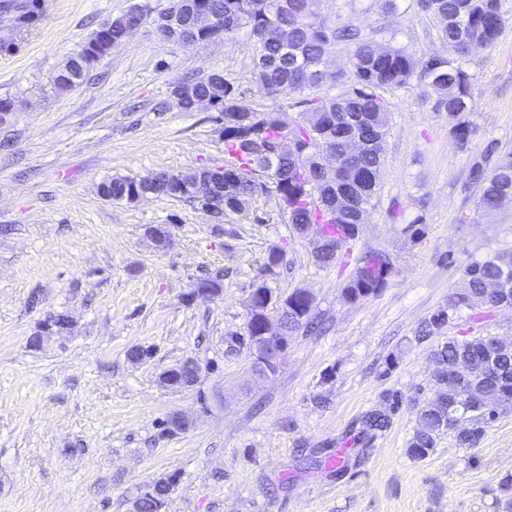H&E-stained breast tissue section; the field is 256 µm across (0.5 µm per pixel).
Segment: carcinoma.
<instances>
[{"label": "carcinoma", "mask_w": 512, "mask_h": 512, "mask_svg": "<svg viewBox=\"0 0 512 512\" xmlns=\"http://www.w3.org/2000/svg\"><path fill=\"white\" fill-rule=\"evenodd\" d=\"M328 11L310 10L313 0H200L217 17L215 34L233 36L246 30L253 47L252 82L258 93L272 98L291 89L300 93L293 104L302 117L300 121L284 123L280 119L283 108L260 105L246 108L239 105V85L231 77L224 79L196 78L182 83L191 95L177 105L179 111H191L194 100L209 97L227 120L224 121V214L247 210L261 197L275 200L287 223L299 233L316 225V233L336 243L330 255L315 256L321 267H330L353 251L359 238L360 205H370L380 189L384 143L389 133L390 110L386 95L405 87L418 77L435 95L432 109L446 112L451 117L449 134L460 149L467 148L477 132L471 119L473 74L466 68V58L472 45L488 48L498 40L507 24L512 22V0H409V6L424 14L434 23L438 38L452 49V53L428 55L419 59L405 45L386 38L391 33L387 18L396 12V0H383L380 19L369 30H362L342 16V7L336 0ZM144 16L156 13L154 27L162 26L164 17L182 10L181 0H170L167 7L153 10L141 6ZM43 0H24L19 19L26 26L45 20ZM273 27L288 36L296 54H285L280 47L265 39V31ZM339 43L352 51V67L323 77L313 65ZM338 87L334 94L330 89ZM354 133L368 145L357 155L352 166L353 180L347 184L352 207L334 215L330 200L334 185L317 170L319 156L330 154L333 163L346 164L340 146L346 136ZM294 140L306 151L308 165L298 166L286 160L270 158L257 151L254 143L266 147L279 140ZM197 171L172 174L160 173L152 190L170 195L167 178L187 185L196 178ZM469 182L478 189V207L484 211L498 208V198L507 187L512 188V153L501 155L493 166L475 162L470 167ZM115 202H131L136 180L116 176L104 182ZM284 251L278 245L268 248L261 269L263 274L252 285L246 322L241 343L254 350L257 337L262 335L263 309L266 301L280 303L288 309L292 332L316 328L314 300L296 289L285 297L274 294L269 282L280 274ZM395 272L389 256L379 250H367L355 258L353 272L342 288V297L355 303L386 288ZM512 277V251L496 252L482 260L468 263L461 270L465 292L455 293L448 306L439 310L418 330V338L425 340L434 330L464 310L496 307L493 289L505 278ZM484 353L495 355L497 374L486 376V369L478 357ZM432 361L448 364L465 358L475 360L468 378L448 387L444 374H436L431 386L432 396L418 409L417 427L406 443V453L412 459H424L433 452L437 437L446 432L452 435L459 448L476 447L486 428L497 419L494 412L467 414L465 409L448 407V395L464 392L481 385L490 399L512 407V354L493 348L488 336L472 340L449 339L431 351ZM403 403L397 390L382 396V408L368 411L361 419V434L372 439L386 431L393 416ZM170 487L154 482L137 490L132 499L131 512H159L168 500Z\"/></svg>", "instance_id": "obj_1"}]
</instances>
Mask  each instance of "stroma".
<instances>
[{
	"label": "stroma",
	"instance_id": "obj_1",
	"mask_svg": "<svg viewBox=\"0 0 512 512\" xmlns=\"http://www.w3.org/2000/svg\"><path fill=\"white\" fill-rule=\"evenodd\" d=\"M138 2L49 0L50 24L0 51V98L19 104L0 121V512H129L136 490L167 474L178 479L169 512H512V488L502 486L512 413L474 449L444 434L427 458L406 453L430 395L435 342L512 340V310L415 339L471 259L512 248V200L479 211L468 182L487 144L512 152V23L467 65L478 126L468 149L418 80L389 95L381 189L355 249L388 252L395 273L378 294L347 303L352 265H316L310 240L274 201L258 198L218 224L174 197L100 196L115 176L223 166L213 112L174 107L179 81L220 71L240 84L242 106L262 101L245 34L177 45L148 24L82 85L55 91L52 75L97 23ZM398 5L397 42L418 57L447 53L427 17ZM419 216L426 234L413 243L403 228ZM154 224L169 226L172 248L153 247ZM274 244L284 265L273 288L309 291L325 329L291 336L284 364L262 378L235 338ZM218 271L221 294L192 297ZM51 312L70 315L71 331L32 347ZM135 346L150 359L131 362ZM188 358L200 366L197 384L164 385L162 372ZM387 390L403 394L401 409L382 435L358 440L362 416ZM175 411L191 424L169 434L162 423Z\"/></svg>",
	"mask_w": 512,
	"mask_h": 512
}]
</instances>
